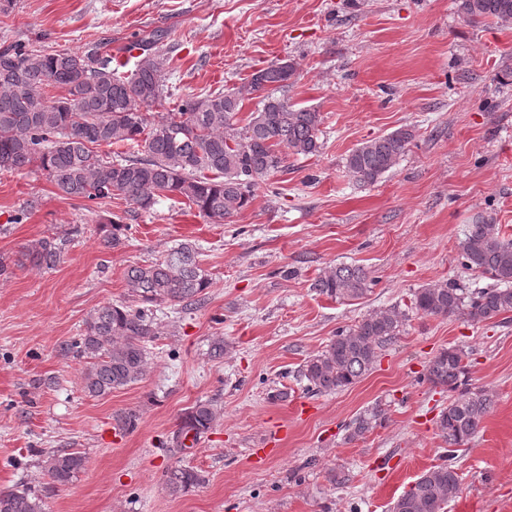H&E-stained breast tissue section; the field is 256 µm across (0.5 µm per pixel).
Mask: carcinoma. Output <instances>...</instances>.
<instances>
[{
	"instance_id": "1",
	"label": "carcinoma",
	"mask_w": 512,
	"mask_h": 512,
	"mask_svg": "<svg viewBox=\"0 0 512 512\" xmlns=\"http://www.w3.org/2000/svg\"><path fill=\"white\" fill-rule=\"evenodd\" d=\"M459 9L472 23L511 21L512 0H460ZM165 34L155 31L129 48L134 60L112 64L101 48L85 52L48 53L23 45L0 50V168L37 166L59 194L96 201L122 199L135 211L149 212L158 198L182 197L215 224H222L251 203L254 190L280 172L288 156L312 157L323 147L322 115L296 108L282 96L294 74L290 62L255 70L243 86L181 99L177 111L157 122L150 112L167 94ZM138 54H132V51ZM61 95H55V92ZM258 100L247 123L235 117L248 98ZM399 128L352 150L345 159L350 176L361 186L376 184L396 164L413 139ZM123 146L110 155L103 147ZM129 225L108 220L102 245L114 249L127 238ZM70 238L42 237L25 244L16 265L53 269L64 259ZM198 248L180 243L164 259L134 265L126 272L129 296L136 302L107 303L85 321L83 332L63 347L87 359L82 389L92 397L107 395L142 380L148 345L158 336L153 308L161 305L191 310L202 301L211 279L200 267ZM461 265L492 281L470 293L442 282L413 293L411 309L423 316H461L482 322L512 313V240L497 225L480 219L467 225L460 245ZM373 279L360 266L338 265L320 274L312 288L336 301L371 291ZM408 314L393 306L364 315L342 328L326 347L308 357L298 370L312 393L343 390L374 369L383 349L399 336ZM466 353L448 347L427 365L425 379L448 388L456 397L436 421L448 445L446 461L421 474L410 490L396 498L390 512H445L461 490L452 463L456 448L467 444L492 412L495 399L469 387ZM218 418L209 401L190 407L179 422L175 447L189 433H205ZM380 406L359 413L347 426L352 441L384 425ZM87 458L76 451L47 453L44 471L54 491L73 482ZM205 482L192 468L167 475L174 492ZM43 499L28 488L0 490V512H43Z\"/></svg>"
}]
</instances>
